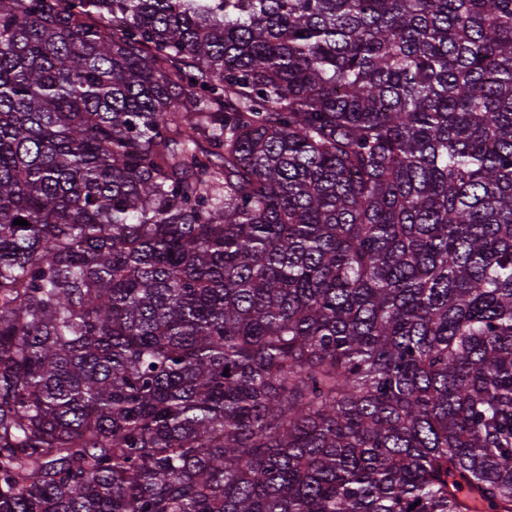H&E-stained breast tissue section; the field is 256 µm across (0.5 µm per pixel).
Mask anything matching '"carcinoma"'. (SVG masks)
<instances>
[{"label": "carcinoma", "mask_w": 512, "mask_h": 512, "mask_svg": "<svg viewBox=\"0 0 512 512\" xmlns=\"http://www.w3.org/2000/svg\"><path fill=\"white\" fill-rule=\"evenodd\" d=\"M485 508L512 0H0V512Z\"/></svg>", "instance_id": "1"}]
</instances>
